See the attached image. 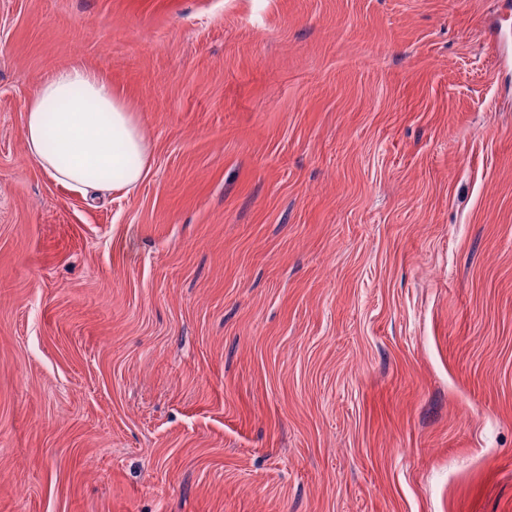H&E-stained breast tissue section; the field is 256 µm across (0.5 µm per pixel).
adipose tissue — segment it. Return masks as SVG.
Returning <instances> with one entry per match:
<instances>
[{"label": "adipose tissue", "mask_w": 512, "mask_h": 512, "mask_svg": "<svg viewBox=\"0 0 512 512\" xmlns=\"http://www.w3.org/2000/svg\"><path fill=\"white\" fill-rule=\"evenodd\" d=\"M23 133L33 161L84 193L132 191L150 170L152 153L134 108L101 69H56L26 101Z\"/></svg>", "instance_id": "1"}]
</instances>
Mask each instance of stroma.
<instances>
[{
	"label": "stroma",
	"instance_id": "obj_1",
	"mask_svg": "<svg viewBox=\"0 0 512 512\" xmlns=\"http://www.w3.org/2000/svg\"><path fill=\"white\" fill-rule=\"evenodd\" d=\"M0 512H512V0H0ZM23 112L28 156L62 185L84 193H128L150 170L152 153L135 110L102 69H56Z\"/></svg>",
	"mask_w": 512,
	"mask_h": 512
}]
</instances>
